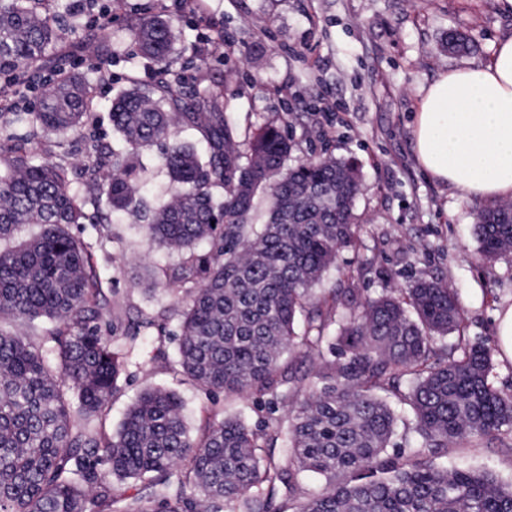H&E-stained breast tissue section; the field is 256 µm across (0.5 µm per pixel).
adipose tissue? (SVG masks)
Listing matches in <instances>:
<instances>
[{
	"label": "adipose tissue",
	"instance_id": "adipose-tissue-1",
	"mask_svg": "<svg viewBox=\"0 0 512 512\" xmlns=\"http://www.w3.org/2000/svg\"><path fill=\"white\" fill-rule=\"evenodd\" d=\"M413 136L419 165L437 181L466 196L512 199V36L488 64L421 89Z\"/></svg>",
	"mask_w": 512,
	"mask_h": 512
}]
</instances>
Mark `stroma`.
Wrapping results in <instances>:
<instances>
[{"label": "stroma", "instance_id": "obj_1", "mask_svg": "<svg viewBox=\"0 0 512 512\" xmlns=\"http://www.w3.org/2000/svg\"><path fill=\"white\" fill-rule=\"evenodd\" d=\"M196 11L184 0H123L97 26L56 44L41 74L59 66L81 74L96 108L82 135L42 133L32 146L38 160L63 167L79 193L91 184L84 171L92 143L118 146L109 121L112 98L131 81L154 84L155 64L133 42L129 23L167 9L178 17L173 57L185 87H220L225 112L241 141L273 123L290 139L291 161L319 156L353 160L362 190L356 200L358 243L343 250L314 289L316 297L350 288L378 295L406 287L424 274L458 295L470 339L496 346L497 315L512 305V253L482 261L474 234L485 199H465L420 167L412 144L417 91L465 64H485L495 44L512 35V14L496 0H203ZM468 35L472 49L448 53V32ZM103 290L120 302L116 345L137 334L142 316L181 297L165 288L166 275L183 256L153 242L136 215L108 224H81ZM156 344L139 337L120 391L99 421L115 431L141 389L177 391L192 434H200L211 408L262 424L268 408L255 398L212 397L174 376L153 356ZM440 463L496 473L512 483V438H470L450 443Z\"/></svg>", "mask_w": 512, "mask_h": 512}]
</instances>
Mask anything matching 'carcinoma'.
Instances as JSON below:
<instances>
[{
	"label": "carcinoma",
	"mask_w": 512,
	"mask_h": 512,
	"mask_svg": "<svg viewBox=\"0 0 512 512\" xmlns=\"http://www.w3.org/2000/svg\"><path fill=\"white\" fill-rule=\"evenodd\" d=\"M0 0V75L39 65L67 28L31 5ZM176 19L141 17L130 31L156 66L157 87L133 81L112 100L122 151L94 144L85 173L94 193L74 192L60 167L38 162L26 144L0 155V241L23 224L40 232L0 249V321L54 323L41 343L0 328V512H287L299 477L324 490L293 512H512V484L491 471L435 463L448 443L512 432V395L490 376L492 354L463 336L457 296L416 277L398 295L326 304L313 287L356 236L357 169L332 156L287 165L292 146L275 126L240 149L224 118L221 91L189 95L174 87ZM94 99L83 78L64 73L31 112L13 122L55 133L81 132ZM204 133L205 153L180 143L174 128ZM156 150L170 201L140 195L142 152ZM223 194L214 193L215 188ZM268 219L247 236L255 198ZM131 211L150 238L184 252L172 284L193 282L167 308L179 320L177 356L156 360L210 395L255 394L269 416L252 428L221 409L190 433L179 396L146 387L112 435L98 430L124 370L100 322L117 319L77 224H109ZM476 224L486 260L512 251V204L482 211ZM211 248L196 251L201 242ZM455 337L451 345L437 340ZM296 350L320 360L322 385L301 390L282 364ZM410 407L416 447L389 454L397 423L381 391ZM289 408L287 426L275 413ZM284 438V454L274 453ZM137 492L122 491L127 481Z\"/></svg>",
	"instance_id": "carcinoma-1"
}]
</instances>
